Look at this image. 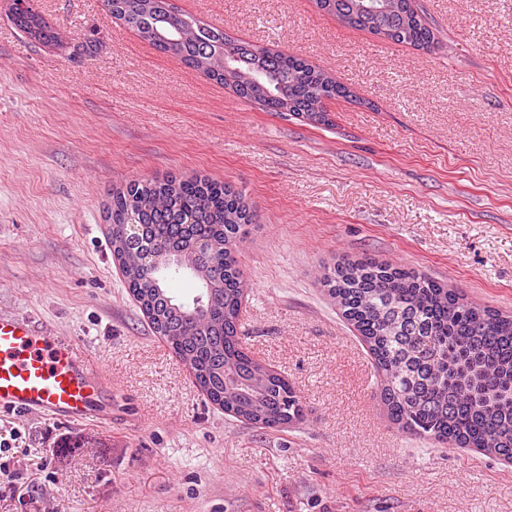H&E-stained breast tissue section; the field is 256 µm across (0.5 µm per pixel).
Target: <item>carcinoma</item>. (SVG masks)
Here are the masks:
<instances>
[{"label": "carcinoma", "mask_w": 512, "mask_h": 512, "mask_svg": "<svg viewBox=\"0 0 512 512\" xmlns=\"http://www.w3.org/2000/svg\"><path fill=\"white\" fill-rule=\"evenodd\" d=\"M159 51L255 100L269 112L326 120L327 104L347 89L307 60L230 38L224 29L173 11L169 0H103ZM342 23L398 44L428 49L435 35L412 0H318ZM17 26L44 42L56 32L31 6ZM112 253L153 331L190 368L224 412L261 428L304 418L294 387L242 347V298L249 286L239 261L252 223L242 191L202 178L133 180L112 193ZM137 225L130 238L124 225ZM207 240L215 258L197 256ZM191 275L200 294L184 303L173 279ZM328 294L368 346L391 421L440 445L512 459V313L471 301L412 268L371 258L323 276Z\"/></svg>", "instance_id": "cac0c4a2"}]
</instances>
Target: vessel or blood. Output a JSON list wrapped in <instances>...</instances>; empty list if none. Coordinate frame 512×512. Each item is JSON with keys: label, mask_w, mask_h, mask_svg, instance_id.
<instances>
[{"label": "vessel or blood", "mask_w": 512, "mask_h": 512, "mask_svg": "<svg viewBox=\"0 0 512 512\" xmlns=\"http://www.w3.org/2000/svg\"><path fill=\"white\" fill-rule=\"evenodd\" d=\"M106 383L77 346L0 313V408L67 420L93 415Z\"/></svg>", "instance_id": "obj_1"}]
</instances>
